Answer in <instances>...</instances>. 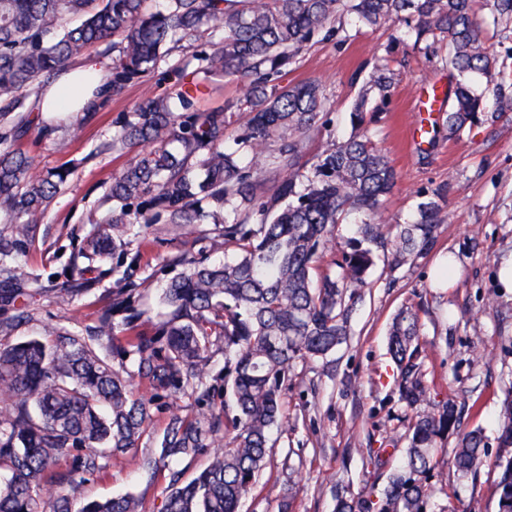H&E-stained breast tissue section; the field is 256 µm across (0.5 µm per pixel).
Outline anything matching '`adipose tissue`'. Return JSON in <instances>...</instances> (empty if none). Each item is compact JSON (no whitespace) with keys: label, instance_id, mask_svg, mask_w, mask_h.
Masks as SVG:
<instances>
[{"label":"adipose tissue","instance_id":"ef3b65f1","mask_svg":"<svg viewBox=\"0 0 512 512\" xmlns=\"http://www.w3.org/2000/svg\"><path fill=\"white\" fill-rule=\"evenodd\" d=\"M106 67V62L87 60L61 71L39 95L37 111L57 112L64 117L91 111L101 99Z\"/></svg>","mask_w":512,"mask_h":512}]
</instances>
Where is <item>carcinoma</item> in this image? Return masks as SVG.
<instances>
[{
    "mask_svg": "<svg viewBox=\"0 0 512 512\" xmlns=\"http://www.w3.org/2000/svg\"><path fill=\"white\" fill-rule=\"evenodd\" d=\"M404 23L414 45L448 71L442 123L431 124L428 144L444 127L452 137L485 117L495 124L512 112V66L497 54L487 30L512 41V0H0V281L4 299L31 295L39 274L21 259L35 239L44 211L66 184L71 168L36 170L28 144L55 133L50 117L25 142L45 78L93 47L112 52L103 101L150 75L186 47L191 55L170 66L176 89L145 98L117 121L112 141L86 159L112 150L129 154L105 187L110 212L78 250L87 260L112 259L123 287L85 336L68 330L46 340L0 343V512H143L129 494L76 506L83 475L104 470L112 455L138 447L152 408L168 424L160 454L141 467L163 474L158 512H238L241 499L267 467L273 428L283 430L282 389L297 362L320 361L350 335L354 304L369 286L378 253L404 265L429 253L449 214L442 194L423 196L410 224L382 221L384 199L396 183L388 156L372 139L377 121L371 98L388 100L395 85L383 63L368 76L351 107L356 133L312 156L308 144L325 129L327 97L316 81L285 83L310 44L345 42L350 24ZM246 80L243 95L224 106L200 105L198 75ZM487 77L476 93L470 79ZM247 120L234 138L249 159L226 150V113ZM270 189H265L267 181ZM362 216L358 238L318 281L312 271L334 243L336 225ZM166 224L177 236L186 224H211L233 262L216 266L179 253L184 267L165 287L170 311L154 334L139 330L143 311L130 271L134 226ZM126 334L134 370L122 375L96 345ZM224 343V376L207 381L212 339ZM389 351L399 376V402L413 412L404 465L391 472L377 496L333 484L335 512H428L435 490L477 478L484 442L462 427L457 396L430 397L424 382L417 313L392 319ZM148 383L138 396L133 379ZM197 395V410L183 413L179 394ZM224 404L217 405V399ZM501 452L494 464L497 512H512V391L501 407ZM455 438L448 470L436 454ZM76 452L66 468L63 456ZM207 457L187 481L170 461Z\"/></svg>",
    "mask_w": 512,
    "mask_h": 512,
    "instance_id": "cac0c4a2",
    "label": "carcinoma"
}]
</instances>
